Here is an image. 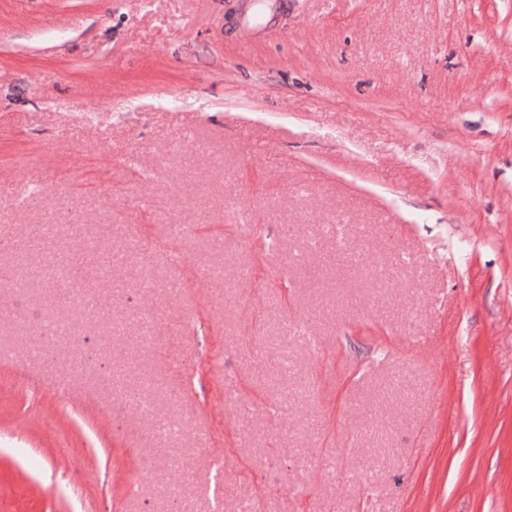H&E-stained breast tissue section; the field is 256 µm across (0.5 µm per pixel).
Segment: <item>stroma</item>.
Masks as SVG:
<instances>
[{"label": "stroma", "instance_id": "35a3bbf8", "mask_svg": "<svg viewBox=\"0 0 512 512\" xmlns=\"http://www.w3.org/2000/svg\"><path fill=\"white\" fill-rule=\"evenodd\" d=\"M280 1L0 0V272L63 199L137 242L0 365V512H512V0ZM70 327L67 322L63 320H54L46 323L41 331L40 336H37V339L33 340V336H30L31 328L25 319H20L17 322L16 331L18 336L15 337V341L23 342L28 345V352H31L36 355V351L44 350L42 345H36L38 340L42 341H53L58 338L60 334V330L63 328Z\"/></svg>", "mask_w": 512, "mask_h": 512}]
</instances>
